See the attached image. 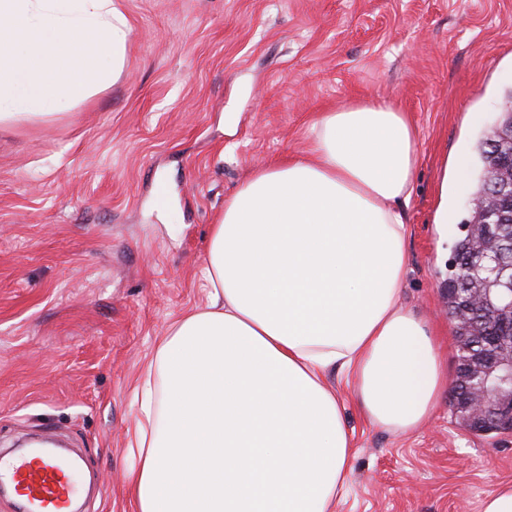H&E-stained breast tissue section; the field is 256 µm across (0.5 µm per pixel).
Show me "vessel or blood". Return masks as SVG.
Segmentation results:
<instances>
[{
    "mask_svg": "<svg viewBox=\"0 0 512 512\" xmlns=\"http://www.w3.org/2000/svg\"><path fill=\"white\" fill-rule=\"evenodd\" d=\"M73 468L71 460L48 454L0 461V481L9 480L20 490L27 512H70L77 493Z\"/></svg>",
    "mask_w": 512,
    "mask_h": 512,
    "instance_id": "1",
    "label": "vessel or blood"
}]
</instances>
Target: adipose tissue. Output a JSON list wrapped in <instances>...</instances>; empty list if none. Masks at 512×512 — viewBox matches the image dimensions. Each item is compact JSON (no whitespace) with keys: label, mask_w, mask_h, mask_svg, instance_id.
Returning <instances> with one entry per match:
<instances>
[{"label":"adipose tissue","mask_w":512,"mask_h":512,"mask_svg":"<svg viewBox=\"0 0 512 512\" xmlns=\"http://www.w3.org/2000/svg\"><path fill=\"white\" fill-rule=\"evenodd\" d=\"M115 0H0V127L90 100L126 67ZM419 133L383 100L318 113L305 156L256 168L211 225L208 308L177 319L135 391L136 512H336L354 441L410 432L448 385L441 335L400 305Z\"/></svg>","instance_id":"ef3b65f1"}]
</instances>
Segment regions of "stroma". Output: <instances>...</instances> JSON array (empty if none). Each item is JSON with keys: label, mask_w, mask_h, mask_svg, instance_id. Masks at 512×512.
<instances>
[{"label": "stroma", "mask_w": 512, "mask_h": 512, "mask_svg": "<svg viewBox=\"0 0 512 512\" xmlns=\"http://www.w3.org/2000/svg\"><path fill=\"white\" fill-rule=\"evenodd\" d=\"M132 29L122 78L72 111L0 129V449L34 434L80 451L82 512H134L133 389L180 315L206 306L211 224L259 166L302 156L313 117L379 98L420 129L401 301L443 332L448 263L473 153L512 89V0H116ZM354 432L336 512H481L512 483V433L461 427L444 390L427 422L370 425L331 375Z\"/></svg>", "instance_id": "1"}]
</instances>
